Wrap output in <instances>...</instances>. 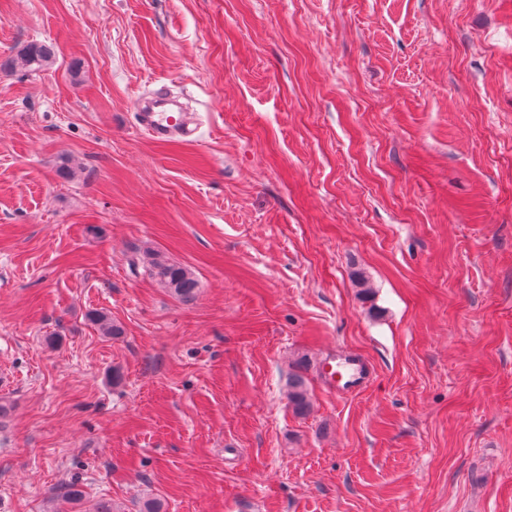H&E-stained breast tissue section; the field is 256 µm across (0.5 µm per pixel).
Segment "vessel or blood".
<instances>
[{"mask_svg": "<svg viewBox=\"0 0 512 512\" xmlns=\"http://www.w3.org/2000/svg\"><path fill=\"white\" fill-rule=\"evenodd\" d=\"M134 110L140 130L159 142H193L199 136V127L181 101L164 89L138 96ZM321 372L333 390L344 394L365 386L370 378L367 364L359 357L345 356L325 360Z\"/></svg>", "mask_w": 512, "mask_h": 512, "instance_id": "b4317fda", "label": "vessel or blood"}]
</instances>
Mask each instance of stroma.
Listing matches in <instances>:
<instances>
[{"label":"stroma","mask_w":512,"mask_h":512,"mask_svg":"<svg viewBox=\"0 0 512 512\" xmlns=\"http://www.w3.org/2000/svg\"><path fill=\"white\" fill-rule=\"evenodd\" d=\"M151 498L512 512V0H0V512ZM20 60L25 70L37 74L49 69L55 60L54 47L51 44L31 43L20 51ZM133 105L139 129L153 140L195 142L198 139V124L190 113L181 112V101L166 90L159 88L147 96H138ZM174 112H180L181 117L176 118ZM151 261V275L165 288L183 300L195 297L199 287L194 273L187 267L169 263L158 255ZM321 372L338 394L359 389L370 378L367 364L357 356H345L337 362L335 358L326 359L321 366ZM288 405L297 415H306L311 408L306 378L299 373L288 376Z\"/></svg>","instance_id":"stroma-1"}]
</instances>
